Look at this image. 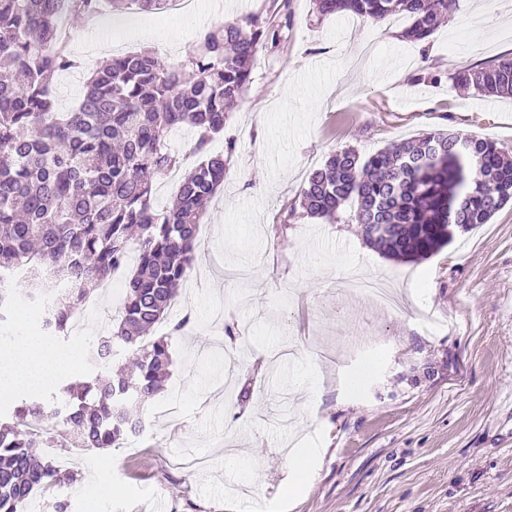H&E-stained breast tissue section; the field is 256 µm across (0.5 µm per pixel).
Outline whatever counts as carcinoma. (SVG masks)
<instances>
[{"label": "carcinoma", "instance_id": "cac0c4a2", "mask_svg": "<svg viewBox=\"0 0 512 512\" xmlns=\"http://www.w3.org/2000/svg\"><path fill=\"white\" fill-rule=\"evenodd\" d=\"M161 10L168 0H0V319L15 303L6 281L26 273L28 297L47 305L51 336L66 339L84 285L102 283L129 264L120 319L92 351L93 369L65 385L52 402L24 399L0 423V512H25L33 497L53 494L52 512H68L56 491L73 470L35 452L58 448L65 425L70 447L115 448L140 435L130 413L164 386L171 364L168 337L144 334L169 316L192 269L197 230L207 203L224 185L235 144L210 154L224 134L228 106L252 83L259 52L275 47L290 19V0H271L248 20L249 31L226 21L205 30L179 67L164 69L153 52L114 54L85 81L77 107L56 109L54 76L82 68L61 37L57 18H92L103 4ZM322 16L349 12L376 22L411 20L405 36L422 41L448 17V0H316ZM484 96L512 97V55L449 74ZM177 125L194 129L200 162L181 176L176 202L158 210L153 179L178 166L168 139ZM467 150H459V141ZM512 201V160L492 141L431 131L394 142L362 159L331 152L301 190V208L327 223L354 203L357 224H386L368 245L413 262L447 246L458 232L488 223ZM122 350L128 365L106 373Z\"/></svg>", "mask_w": 512, "mask_h": 512}]
</instances>
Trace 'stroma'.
Segmentation results:
<instances>
[{
	"label": "stroma",
	"instance_id": "stroma-1",
	"mask_svg": "<svg viewBox=\"0 0 512 512\" xmlns=\"http://www.w3.org/2000/svg\"><path fill=\"white\" fill-rule=\"evenodd\" d=\"M279 45L261 52L224 134L236 141L202 220L180 292L192 321L173 337L162 393L123 447L69 453L71 512H512V204L418 262L369 247L342 208L333 224L290 216L307 174L331 151L368 157L452 130L512 157V98H483L449 73L512 52V0H451L427 40L410 20L319 16L292 0ZM114 52L184 60L203 30L168 11L102 12ZM400 305L376 306L348 271ZM122 300L79 308L86 353ZM235 325L215 331V318ZM238 368L224 383V354ZM179 401L181 424L157 412ZM323 454L295 505L281 493L293 456ZM118 493L102 491V479Z\"/></svg>",
	"mask_w": 512,
	"mask_h": 512
}]
</instances>
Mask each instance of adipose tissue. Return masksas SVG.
<instances>
[{
	"instance_id": "ef3b65f1",
	"label": "adipose tissue",
	"mask_w": 512,
	"mask_h": 512,
	"mask_svg": "<svg viewBox=\"0 0 512 512\" xmlns=\"http://www.w3.org/2000/svg\"><path fill=\"white\" fill-rule=\"evenodd\" d=\"M81 355L77 347L60 348L38 333L23 331L0 353V395L36 391L51 377L75 367Z\"/></svg>"
}]
</instances>
